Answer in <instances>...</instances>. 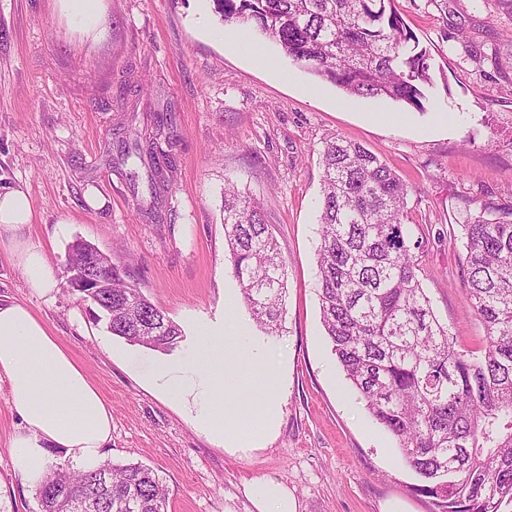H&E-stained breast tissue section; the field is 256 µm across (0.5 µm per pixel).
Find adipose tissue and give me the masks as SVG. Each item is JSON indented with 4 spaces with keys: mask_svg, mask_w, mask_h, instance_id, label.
I'll return each instance as SVG.
<instances>
[{
    "mask_svg": "<svg viewBox=\"0 0 512 512\" xmlns=\"http://www.w3.org/2000/svg\"><path fill=\"white\" fill-rule=\"evenodd\" d=\"M33 218L25 186L0 188V233L11 235V254L27 285L41 295L59 282L47 251L20 240ZM274 366L254 360L242 341L227 344L223 329L208 328L186 357L154 363L143 381L193 414L194 422L215 439L244 443L252 423L272 427L274 401L236 405L244 390H267ZM0 377L9 382V403L21 425L9 448L25 482L37 487L48 472L50 449L64 453L72 467L89 470L105 459L112 439V410L84 368L53 336L44 322L20 304L0 305ZM246 494L256 512H296L279 482L251 481Z\"/></svg>",
    "mask_w": 512,
    "mask_h": 512,
    "instance_id": "obj_1",
    "label": "adipose tissue"
}]
</instances>
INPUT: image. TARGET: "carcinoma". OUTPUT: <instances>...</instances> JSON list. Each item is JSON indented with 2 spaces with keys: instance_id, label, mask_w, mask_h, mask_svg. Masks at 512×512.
I'll use <instances>...</instances> for the list:
<instances>
[{
  "instance_id": "obj_1",
  "label": "carcinoma",
  "mask_w": 512,
  "mask_h": 512,
  "mask_svg": "<svg viewBox=\"0 0 512 512\" xmlns=\"http://www.w3.org/2000/svg\"><path fill=\"white\" fill-rule=\"evenodd\" d=\"M223 22L252 24L282 52L350 98H386L425 111L431 54L394 0H213ZM171 112L145 131L119 135L137 215L159 222L173 163ZM320 246L316 266L321 322L346 379L373 418L398 442L418 477L416 493L437 512H512V211L492 206L460 225L466 299L482 321V347L457 351L419 277L418 246L404 234L408 185L379 157L339 136L322 149ZM230 269L253 319L283 331L286 266L259 208L224 189ZM75 277L101 253L82 240L68 249ZM82 297L114 336L169 353L183 331L114 265ZM40 512H168L153 468L110 460L90 471L57 464L35 491Z\"/></svg>"
}]
</instances>
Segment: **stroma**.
Masks as SVG:
<instances>
[{
  "instance_id": "35a3bbf8",
  "label": "stroma",
  "mask_w": 512,
  "mask_h": 512,
  "mask_svg": "<svg viewBox=\"0 0 512 512\" xmlns=\"http://www.w3.org/2000/svg\"><path fill=\"white\" fill-rule=\"evenodd\" d=\"M432 55L425 111L388 99H350L288 59L250 25L223 23L213 0H103L92 31L61 0H0V187L27 185L25 240L63 277L69 245L85 240L127 268L178 323L181 357L208 325L244 333L271 356L274 428L229 448L194 428L140 374L160 352L113 336L96 307L28 288L0 243V302L41 317L112 408L114 462L153 467L169 512H255L245 486L271 478L298 512H432L416 494L396 439L370 415L332 352L320 319L324 139L338 134L385 161L409 184V241L420 242L422 285L455 347L472 352L485 329L468 310L462 241L448 227L486 204L512 208V0H394ZM246 34L241 49L223 38ZM171 106L177 141L165 221L142 223L124 168L107 151L131 111ZM262 209L286 263V330L271 336L244 302L227 306L224 187ZM19 419L0 380V512H39L9 450Z\"/></svg>"
}]
</instances>
